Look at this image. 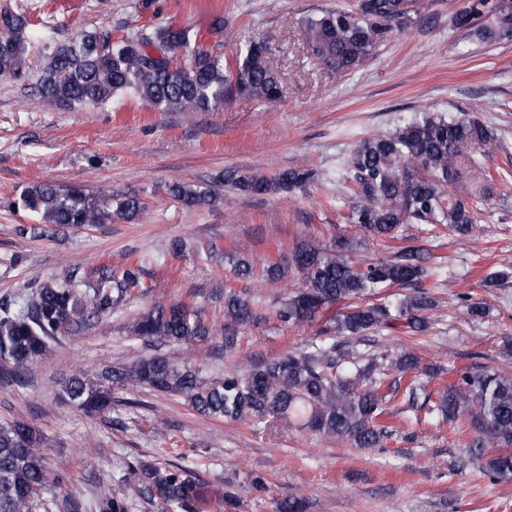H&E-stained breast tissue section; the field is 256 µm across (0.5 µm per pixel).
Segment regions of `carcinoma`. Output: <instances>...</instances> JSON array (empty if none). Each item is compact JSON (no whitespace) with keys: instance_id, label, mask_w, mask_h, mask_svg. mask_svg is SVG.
Instances as JSON below:
<instances>
[{"instance_id":"1","label":"carcinoma","mask_w":512,"mask_h":512,"mask_svg":"<svg viewBox=\"0 0 512 512\" xmlns=\"http://www.w3.org/2000/svg\"><path fill=\"white\" fill-rule=\"evenodd\" d=\"M421 0H359L351 10H322L302 25L312 53L327 65L354 70L394 34L420 15ZM457 28L482 40L512 39V2L467 0L454 19ZM30 19L9 7L0 10V77L19 79L29 66ZM189 34L171 25L133 37L112 40L110 32L85 30L67 43L43 45V65L32 92L49 108L72 111L86 105L104 107L130 93L164 112H209L238 96L274 105L284 94L278 73L267 62V45L251 42L234 63L196 48L183 61L176 51L188 47ZM496 140L473 117L445 118L424 113L357 146L350 175L357 188L349 221L376 236L388 237L403 224H446L467 235L474 224L470 197L490 194L491 177L482 158ZM319 178L312 169L287 168L274 179L236 170L224 172V184L249 195L275 194L303 187ZM170 195L188 209L212 204L215 193L176 182ZM20 200L41 221L33 232L55 236L77 225L104 224L112 218L133 222L145 206L135 195L112 202L79 186L43 181L25 187ZM348 243L336 240L323 250L299 247L287 264H272L276 279L289 270L304 287L276 311L286 325H320V343L302 353L288 352L251 362L243 374L209 381L170 356L140 358L111 368L98 379L71 377L64 394L72 406L99 414L112 406V386L147 385L180 395L199 414L236 421L249 419L294 423L326 437H341L357 448H381L391 436L381 419L390 398L403 393V411L420 412L468 427L474 433L467 456L495 482L512 480V378L484 368L461 374L430 403L421 378L400 389L386 382V370L419 373L418 358L401 351L361 350L366 336L392 332L398 323L411 333L428 329L427 313L436 300L424 283L432 275L428 256L407 247L395 258L354 265L344 255ZM138 269L99 270L76 282L69 275L46 283L17 313L0 315V377L19 383L25 370L40 361L58 334L77 330L91 319L123 305ZM412 293L380 303L368 299L383 288ZM256 319L250 302L235 292L224 294V322H206L204 312L184 304L157 306L139 316L131 332L149 341L196 344L218 333L224 351L236 349L242 327ZM49 440L28 424L0 423V512H32L34 496L48 486L44 449ZM140 492L159 503L160 512H196L199 497L190 471L182 467L139 465ZM304 498L275 501L274 512H307Z\"/></svg>"}]
</instances>
